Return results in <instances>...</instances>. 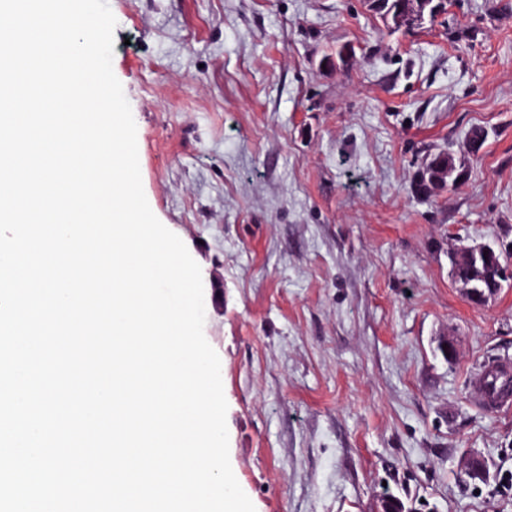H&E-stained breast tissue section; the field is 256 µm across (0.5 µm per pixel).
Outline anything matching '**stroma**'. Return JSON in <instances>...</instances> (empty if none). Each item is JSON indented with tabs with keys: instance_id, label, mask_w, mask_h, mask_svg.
I'll list each match as a JSON object with an SVG mask.
<instances>
[{
	"instance_id": "obj_1",
	"label": "stroma",
	"mask_w": 512,
	"mask_h": 512,
	"mask_svg": "<svg viewBox=\"0 0 512 512\" xmlns=\"http://www.w3.org/2000/svg\"><path fill=\"white\" fill-rule=\"evenodd\" d=\"M108 3L144 193L201 268L255 512H376L388 492L512 512V405L475 391L512 359V288L474 304L448 257L512 239V0L400 29L368 0ZM440 153L463 179L418 193ZM498 369H495V364H489L484 367L480 377L478 378V402L481 406L484 408L494 411L501 407H504L508 405L510 402H512L511 398L506 397H498L497 395H490V390L486 387L487 382L491 381L493 378V382L491 384V390L495 391L498 388V381L499 378L498 375H495V371Z\"/></svg>"
}]
</instances>
